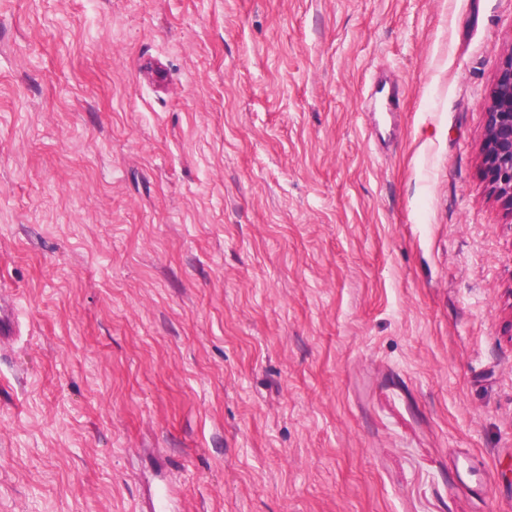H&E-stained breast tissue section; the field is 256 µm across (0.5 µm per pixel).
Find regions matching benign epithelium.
Instances as JSON below:
<instances>
[{
  "mask_svg": "<svg viewBox=\"0 0 512 512\" xmlns=\"http://www.w3.org/2000/svg\"><path fill=\"white\" fill-rule=\"evenodd\" d=\"M485 107V172L497 198L512 209V55L497 77Z\"/></svg>",
  "mask_w": 512,
  "mask_h": 512,
  "instance_id": "benign-epithelium-1",
  "label": "benign epithelium"
}]
</instances>
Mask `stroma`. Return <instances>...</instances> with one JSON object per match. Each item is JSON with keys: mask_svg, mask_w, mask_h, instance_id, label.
Instances as JSON below:
<instances>
[{"mask_svg": "<svg viewBox=\"0 0 512 512\" xmlns=\"http://www.w3.org/2000/svg\"><path fill=\"white\" fill-rule=\"evenodd\" d=\"M511 54L512 0H0V512H512ZM484 105L488 114L485 172L497 198L512 209V54Z\"/></svg>", "mask_w": 512, "mask_h": 512, "instance_id": "obj_1", "label": "stroma"}]
</instances>
